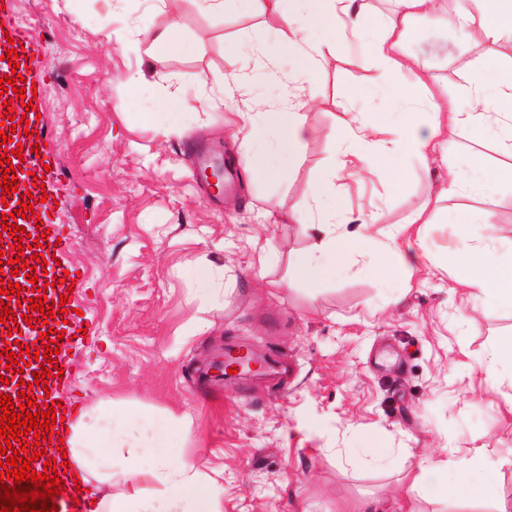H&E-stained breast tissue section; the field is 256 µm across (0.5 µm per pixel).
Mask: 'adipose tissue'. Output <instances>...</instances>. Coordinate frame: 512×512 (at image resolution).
Here are the masks:
<instances>
[{
  "label": "adipose tissue",
  "mask_w": 512,
  "mask_h": 512,
  "mask_svg": "<svg viewBox=\"0 0 512 512\" xmlns=\"http://www.w3.org/2000/svg\"><path fill=\"white\" fill-rule=\"evenodd\" d=\"M248 10L274 17L280 24L281 41L304 75L298 85H283L279 98L263 110L243 112L234 135L242 143L256 137L277 142L281 152L296 156L308 134L298 99H321L316 75L322 60L348 40L368 39L367 67L380 78L412 73L408 83L397 84L396 99L406 105L401 119L390 113H347L337 134L339 161L312 182L308 206L289 214L296 224H315L319 241L293 269V277L306 283L325 281L340 270L346 256L357 255L360 271L378 275L397 286H408L413 274L428 259L418 227L430 223L441 202L464 187L456 169L422 205L413 209L395 232L389 233L382 252L368 245L373 216L353 213L343 182L381 168L391 170L394 188H402L404 176L398 161L404 156L427 158L440 142L455 136L497 139L500 150L512 157V60L494 61V84L478 83L471 108L459 107L429 89L427 67L409 56L405 44L418 20L448 23L461 33L477 34L489 47L512 40V0H475L473 8L449 10L447 0H395L391 14L375 18L361 0H244ZM493 224L456 247L449 260L459 270L458 284L467 300L477 306L512 307V258L501 257ZM91 422L79 421L64 441L67 479L92 477L111 480L114 462H121L130 491L105 492L96 512H222V492L214 481L187 460L171 443L173 422L161 417L143 438L139 423L144 414L138 405L100 403ZM411 482L426 487L431 497L454 494L464 502L488 498L490 479L482 449L476 448L457 461L419 464L407 469Z\"/></svg>",
  "instance_id": "1"
}]
</instances>
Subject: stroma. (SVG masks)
I'll use <instances>...</instances> for the list:
<instances>
[{
  "mask_svg": "<svg viewBox=\"0 0 512 512\" xmlns=\"http://www.w3.org/2000/svg\"><path fill=\"white\" fill-rule=\"evenodd\" d=\"M173 16L191 53L157 60L131 49L142 21L160 29ZM11 23L43 44L28 74L49 77L36 109L66 188L48 189L46 208L69 234L60 261L82 275L72 301L89 325L59 355L79 411L133 402L150 418L173 415L172 444L218 481L223 512H356L367 499L396 512L407 496L418 512H494L497 496L512 498L511 468L496 497L475 508L408 490L402 473L405 461L444 462L480 445L488 467L512 457V376L486 373L493 344L512 336V309H472L446 262L484 212L502 234L499 252L512 254V188H468L442 202L426 227L431 260L396 305L389 283L352 266L317 284L292 280L315 231L267 216L305 207L310 183L337 158L333 129L345 113L393 110L358 63L367 42L321 69L323 99L305 110L298 160L277 179L255 180L232 130L240 111L275 100L279 88L231 45L256 38L293 80L298 71L273 19L239 0H227L220 16L195 0H15ZM406 51L437 76L436 92L463 107L489 56L481 39L428 20L416 24ZM138 72L149 84L133 97L124 80ZM231 72L243 74L240 85L216 84ZM350 86L358 93L347 101L339 92ZM179 87L200 101L174 119L164 101ZM173 120L181 132L169 137ZM199 149L234 158L223 195H208L200 182ZM401 168L402 190L383 170L350 185L353 209L377 214L374 239L448 178L445 164L416 157ZM255 238L275 255L267 267L250 246ZM194 263L212 265L210 288L187 277ZM227 343L277 359V374L214 382L204 366ZM370 446L387 456L370 462Z\"/></svg>",
  "mask_w": 512,
  "mask_h": 512,
  "instance_id": "35a3bbf8",
  "label": "stroma"
}]
</instances>
